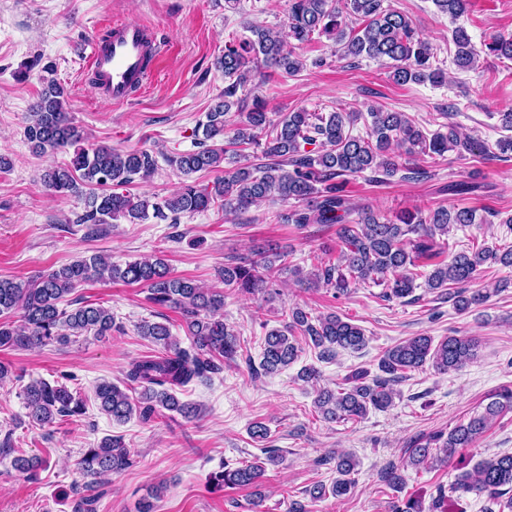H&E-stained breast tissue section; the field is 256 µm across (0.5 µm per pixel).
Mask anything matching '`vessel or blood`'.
<instances>
[{
  "label": "vessel or blood",
  "mask_w": 512,
  "mask_h": 512,
  "mask_svg": "<svg viewBox=\"0 0 512 512\" xmlns=\"http://www.w3.org/2000/svg\"><path fill=\"white\" fill-rule=\"evenodd\" d=\"M111 31L108 42H92L89 67L99 78L95 93L121 103L128 99L133 87L149 80L150 64L159 63L167 47L158 42L153 29L140 24L116 23Z\"/></svg>",
  "instance_id": "vessel-or-blood-1"
}]
</instances>
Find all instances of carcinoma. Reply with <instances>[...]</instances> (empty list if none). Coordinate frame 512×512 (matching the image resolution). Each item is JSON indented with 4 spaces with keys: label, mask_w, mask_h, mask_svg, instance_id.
<instances>
[{
    "label": "carcinoma",
    "mask_w": 512,
    "mask_h": 512,
    "mask_svg": "<svg viewBox=\"0 0 512 512\" xmlns=\"http://www.w3.org/2000/svg\"><path fill=\"white\" fill-rule=\"evenodd\" d=\"M437 9L455 19L467 9V0H432ZM364 22L362 30L349 33V19ZM288 37L285 43L268 28L249 26L253 38L224 46V54L215 61L229 84L224 97L205 113L198 123L202 139L196 149L166 157L168 165L186 181L162 202L148 199L134 202L119 193H84L92 186H120L137 175L147 179L157 169L156 158L146 150L119 151L107 146L85 147L82 135L66 108L65 90L54 81L42 89L25 128L26 140L35 153L73 149L70 160L52 167L43 175L44 183L61 196L85 195L86 211L82 224H107L118 217L130 221L153 215L177 220L184 213L208 210L221 201L224 212L235 214L266 200H295L303 206L280 216L285 224L305 227L309 224H334L341 242L334 260L321 258L308 273L307 281L315 288H330L334 296L369 281L385 285L383 296L400 300L418 288L448 291L460 313L486 302L488 294L474 290L471 284L488 262L512 267V248L487 247L445 255L440 239L450 228L477 223L476 210L452 205L438 207L424 215L404 210L391 221L371 208H358L347 195L351 178L365 172L393 177L401 171L407 178L428 177L427 170L412 166L417 155L443 157L453 151L459 157L485 155L489 147L469 136H462L454 126L447 132L429 134L403 112H387L372 106L361 112L281 113L270 119L265 102L253 97L233 100L239 88L250 78V63L262 59L266 66L292 75L303 67L295 46L309 41L318 32L339 47L341 56L366 57L390 69L397 84L442 82L444 71L436 65L433 47L416 35L412 20L394 9L387 0H291L288 9ZM455 47L453 63L458 69H471L480 54L512 61V33H500L476 47L465 28L452 30ZM370 118L366 136L351 134L350 128L362 116ZM228 136V145L237 148L243 164L216 179L211 189H200L187 177L202 171H214L224 161V149L208 144ZM311 149H306V146ZM281 254L262 251L257 257L239 258L224 265L218 279L226 288L253 294L276 285L282 266ZM432 267L430 272L423 268ZM90 280L121 282L144 286L150 299L180 311L190 346H181L168 324L144 321L139 335L157 348L153 355L132 360L125 372L126 387L110 382L95 386L99 409L116 423L133 416L146 421L165 411L186 421L199 416V405L183 401L180 391L202 382L222 370L241 348L240 338L224 323V292L204 288L193 280L172 276L167 262L156 255L117 265L93 255L53 269L39 279L25 283L0 279V348L15 349L49 343L67 345L79 336L106 337L120 330L110 309L87 303L78 305L70 295ZM319 350L318 358L331 360L337 350L358 351L367 342L361 327L340 316H310L296 307L288 313V323L267 331L260 369L266 374L279 372L293 364L301 352L296 337ZM478 341L472 337L446 336L434 342L430 336H415L386 350L379 360L376 375L357 370L335 388H322L313 401L315 411L325 421L358 420L370 410L384 411L395 398V383L407 373L429 364L439 374L456 371L474 359ZM27 417L44 427L59 417H77L86 413L85 402L73 395L66 385L46 380L34 381L24 389ZM505 410H512V389H505L487 404L483 413L439 434L409 452L412 466L446 465L463 450L474 445L489 423ZM264 459L244 462L236 468L210 476L216 489L223 487H259L266 466L282 461L278 449L265 447ZM14 467L35 474L47 467L40 456H18ZM131 452L119 436L105 437L79 459L80 469L88 476H107L132 467ZM357 461L350 453L336 455L338 477L331 485L315 483L305 490L316 502L331 495L342 498L355 485L350 475ZM456 492L484 494L495 504L512 491V454L504 453L476 463L457 474Z\"/></svg>",
    "instance_id": "carcinoma-1"
}]
</instances>
